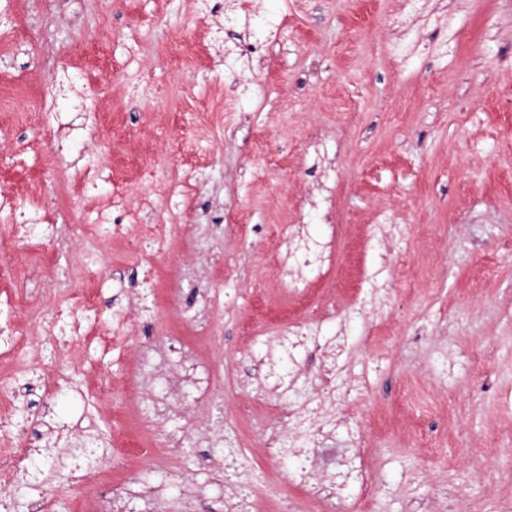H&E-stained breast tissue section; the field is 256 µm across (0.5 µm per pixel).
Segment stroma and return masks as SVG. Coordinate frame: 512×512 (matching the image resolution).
<instances>
[{
  "instance_id": "stroma-1",
  "label": "stroma",
  "mask_w": 512,
  "mask_h": 512,
  "mask_svg": "<svg viewBox=\"0 0 512 512\" xmlns=\"http://www.w3.org/2000/svg\"><path fill=\"white\" fill-rule=\"evenodd\" d=\"M273 25L251 63L250 84L223 86L230 112L211 90L224 53L243 39L230 18ZM57 32L64 62L84 69V95L100 114L75 112L57 97L54 114L27 100L50 84L34 67ZM0 90L20 89L0 110V226L46 210L28 195L61 161L71 183L69 223L46 225L22 246L0 235V303L17 296V257L26 254L27 305L0 320L28 336L26 380L51 385L47 401L21 407L53 453L28 461L68 512L66 478L82 438L107 441L103 466L116 482L137 471L161 487L156 512H226L224 502L265 469L281 500L256 512H512V0H67L44 17L0 0ZM224 132L199 142L200 118ZM318 130L325 153L306 155ZM340 181V255L327 288L289 303L268 249L279 211L304 201L328 171ZM193 189L185 207L158 198L169 176ZM119 238L89 250L79 236L107 198ZM244 224L221 222L224 208ZM176 225L170 252L153 267L125 247L141 227ZM381 241L386 284L356 322L344 315L363 240ZM159 284L155 313L139 311L146 271ZM94 292L101 330L119 356H79L80 373L61 381L39 332L50 285ZM315 310L321 351L281 355L290 316ZM195 347L203 370L223 377L224 429H245L250 446L232 484L212 483L215 449L198 444L210 400L180 403L186 437L166 447L165 427L134 415L135 359L165 339ZM295 372L305 393L284 396L264 381L265 363ZM336 369L359 392L337 395L336 425L309 467L329 462L364 436L358 484L316 503L288 481L293 458L266 446L282 412L310 399L319 370ZM111 379L107 394L78 395L83 382ZM423 393L409 395L407 382Z\"/></svg>"
}]
</instances>
